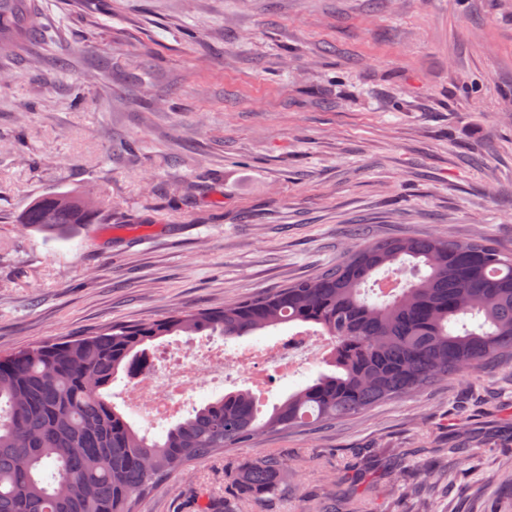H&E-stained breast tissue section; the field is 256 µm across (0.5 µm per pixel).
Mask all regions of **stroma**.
I'll list each match as a JSON object with an SVG mask.
<instances>
[{
    "label": "stroma",
    "instance_id": "1",
    "mask_svg": "<svg viewBox=\"0 0 512 512\" xmlns=\"http://www.w3.org/2000/svg\"><path fill=\"white\" fill-rule=\"evenodd\" d=\"M39 23L0 58L2 353L269 292L365 240L512 251V0H39ZM62 191L106 197L111 223L19 230ZM288 333L228 343L236 369L187 404L248 388V356ZM325 369L305 354L268 404ZM270 452L288 460L276 494L241 500L236 472ZM510 467L504 356L202 460L136 512H329L352 487L359 512H512Z\"/></svg>",
    "mask_w": 512,
    "mask_h": 512
}]
</instances>
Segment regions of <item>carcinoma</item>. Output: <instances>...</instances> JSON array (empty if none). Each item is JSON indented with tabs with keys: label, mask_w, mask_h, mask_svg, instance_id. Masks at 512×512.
Returning <instances> with one entry per match:
<instances>
[{
	"label": "carcinoma",
	"mask_w": 512,
	"mask_h": 512,
	"mask_svg": "<svg viewBox=\"0 0 512 512\" xmlns=\"http://www.w3.org/2000/svg\"><path fill=\"white\" fill-rule=\"evenodd\" d=\"M41 38L36 0H0V53ZM70 191L34 199L17 223L49 238L110 219ZM411 264L416 280L371 300L365 286ZM316 326L329 366L263 414L250 389L227 393L151 435L110 387L166 336H250ZM512 356V252L485 239L392 238L356 245L311 279L219 307L0 353V512H135L138 500L198 461L248 448L261 433L310 429ZM285 459L239 470L244 498L272 496Z\"/></svg>",
	"instance_id": "obj_1"
}]
</instances>
